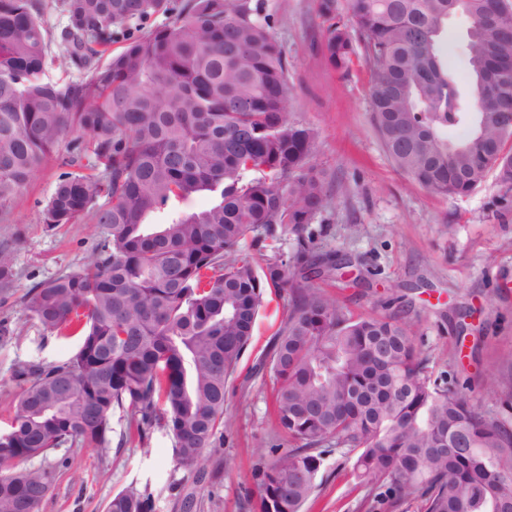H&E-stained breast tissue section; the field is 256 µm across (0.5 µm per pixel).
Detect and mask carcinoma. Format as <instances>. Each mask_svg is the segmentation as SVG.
I'll return each mask as SVG.
<instances>
[{
	"mask_svg": "<svg viewBox=\"0 0 512 512\" xmlns=\"http://www.w3.org/2000/svg\"><path fill=\"white\" fill-rule=\"evenodd\" d=\"M67 25L50 35L47 9ZM322 54L334 70L370 69L372 125L393 165L438 196L465 197L492 174L512 210V0H319ZM471 20L469 92L448 70V16ZM170 21L131 27L154 15ZM251 0H0V210L62 144L71 168L44 223L88 214L100 239L81 265L24 296L44 329H74L75 354L20 367L0 432V512H40L53 486L44 459L75 442L104 449L112 416L144 439L165 428L177 469L201 472L224 424L227 383L250 344L267 290L288 293L270 371L274 413L293 447L256 468L250 512H302L326 450L394 500L425 512H512V429L475 410L419 357L395 317H354L317 281L346 262L313 254L308 227L331 199L312 164L316 130L288 112V57ZM58 54L49 57L50 42ZM123 44L116 54L112 45ZM85 75L49 80V63ZM467 128L461 139L448 131ZM211 204L146 224L170 201ZM294 236L264 264L247 239ZM0 250V291L11 287ZM463 434L470 453L455 447ZM107 512H152L149 494H115Z\"/></svg>",
	"mask_w": 512,
	"mask_h": 512,
	"instance_id": "cac0c4a2",
	"label": "carcinoma"
}]
</instances>
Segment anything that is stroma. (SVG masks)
Listing matches in <instances>:
<instances>
[{"instance_id":"stroma-1","label":"stroma","mask_w":512,"mask_h":512,"mask_svg":"<svg viewBox=\"0 0 512 512\" xmlns=\"http://www.w3.org/2000/svg\"><path fill=\"white\" fill-rule=\"evenodd\" d=\"M258 2L291 64L289 110L316 129L313 163L338 185L311 226L313 249L355 261L347 277L322 281V289L352 315L405 321L434 373L462 380L471 405L501 415L512 408V212L495 206V180L456 199L410 180L372 128L370 71L359 62L346 73L326 64L319 0ZM469 27L464 15L448 20V67L462 79L469 72ZM63 171L61 155L48 158L0 212V245L9 244L16 273L9 294L0 293V321L13 330L0 341L1 429L21 391L16 369L65 362L80 343L43 329L24 305L29 288L80 265L98 241L85 216L53 228L44 224L42 211ZM287 315V293L267 292L226 388L221 446L206 450L201 477L177 470L172 435L157 429L138 439L118 411L108 448L66 445L48 455L44 465L55 482L41 512H106L112 496L129 489L149 493L153 512H248L254 468L288 445L276 433L265 364ZM317 482L304 512H425L420 500L395 503L383 489L361 482L352 460L336 449L326 455ZM189 493L194 506L188 511L183 498Z\"/></svg>"}]
</instances>
